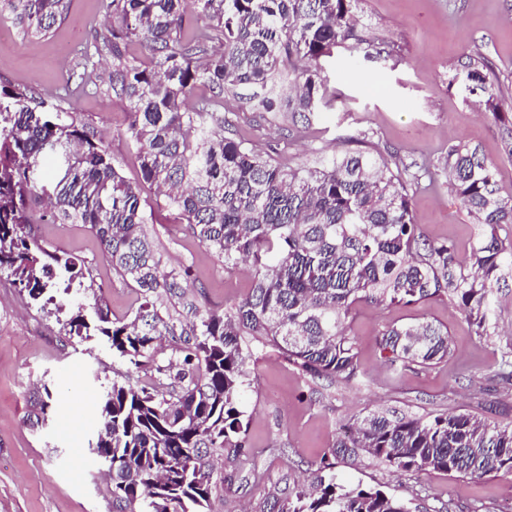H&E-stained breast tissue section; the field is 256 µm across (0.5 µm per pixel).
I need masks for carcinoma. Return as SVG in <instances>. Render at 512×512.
<instances>
[{"label":"carcinoma","mask_w":512,"mask_h":512,"mask_svg":"<svg viewBox=\"0 0 512 512\" xmlns=\"http://www.w3.org/2000/svg\"><path fill=\"white\" fill-rule=\"evenodd\" d=\"M71 0H0L22 37H46ZM354 0H110L112 25L82 51L75 89L112 94L128 105L124 137L142 182L127 180L90 123L26 89L0 86V270L33 299L46 293L53 268L68 283L83 277L76 262L44 249L32 235L33 208L44 203L54 224L95 230L112 267L153 297L129 323L96 309L69 333H90L132 365L150 357L155 337L174 326L157 300L183 292L182 275L166 271L143 225V185L224 265L249 260L247 297L224 314L208 310L182 329V357L169 368L180 391L135 389L118 381L102 395L99 430L89 448L112 449V500L120 512H209L217 490L211 453H244L240 398L249 336L276 349L305 375L351 381L357 354L345 323L359 303L418 304L447 294L478 336L490 335L494 284L512 268V245L498 230L512 225V198L496 194L497 169L477 149L448 150V182L485 226L468 258L451 241L423 240L405 183L388 163L345 150L310 169H285L248 140L224 135L217 105L224 90L266 88L288 66L295 97L264 96L263 112L283 106L305 121L324 104L320 60L343 46L351 56L385 44L353 24ZM468 91L484 98L503 124L512 153V117L491 62L468 57ZM210 96L189 106L197 87ZM392 366L427 367L446 358L448 330L428 322L392 326L379 341ZM333 456L365 457L403 472L463 476L512 473V426L458 413L429 418L370 414L337 439ZM274 512H412L380 489L336 482L323 458L316 481L277 502Z\"/></svg>","instance_id":"1"}]
</instances>
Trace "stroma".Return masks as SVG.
<instances>
[{"mask_svg": "<svg viewBox=\"0 0 512 512\" xmlns=\"http://www.w3.org/2000/svg\"><path fill=\"white\" fill-rule=\"evenodd\" d=\"M107 4L72 0L67 18L42 39L21 38L14 19L0 15V27L12 32L10 45L0 47V82L56 99L79 68L82 45L111 21ZM353 12L357 27L383 38L387 51L354 62L344 48L334 49L322 62L326 105L310 122L294 121L285 110L256 111L247 88L225 91L224 115L233 132L285 168L319 165L348 149L349 138L360 139L361 149L387 160L406 183L422 238L453 241L468 254L484 228L448 185V150L467 144L495 162L505 198H512V155L500 124L466 91L461 64L470 54H485L504 92L503 109L512 114V0H355ZM75 108L123 176L139 181L122 136L126 103L87 93ZM144 198L154 212L146 231L166 268L187 271L190 281L184 295L163 299L161 314L180 326L195 322L199 311L237 305L250 288L249 267L225 268L153 188H145ZM33 231L47 249L72 257L84 278L58 281L54 301L46 303L0 272V512H114L111 485L87 450L99 397L115 381L176 390L168 364L183 339L160 336L137 368L105 344L69 335L71 316L95 322L103 305L112 320L128 322L144 297L113 269L88 227L44 221ZM425 321L451 337L446 360L400 369L382 358L379 340L387 326ZM494 321V335H476L445 295L412 307L359 304L347 320L358 362L349 382L303 375L271 348L251 344L241 397L249 460L239 468L217 465L223 480L211 512H267L268 501L316 470L343 426L372 411L470 413L512 425V385L497 378L502 352L512 349V276L496 294ZM45 399L51 407L44 413L39 404ZM335 472L345 485L407 500L414 512H512V473L413 474L368 460L337 463Z\"/></svg>", "mask_w": 512, "mask_h": 512, "instance_id": "1", "label": "stroma"}]
</instances>
